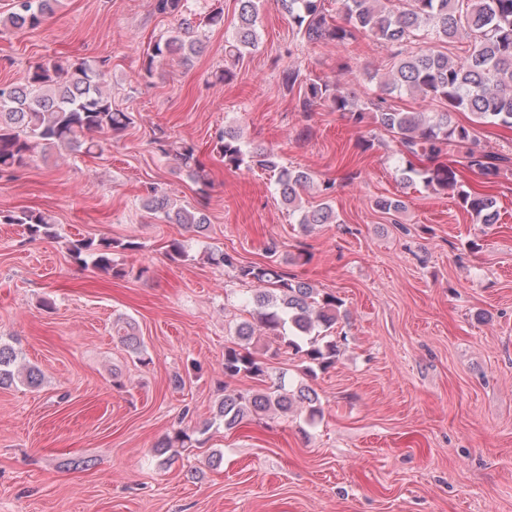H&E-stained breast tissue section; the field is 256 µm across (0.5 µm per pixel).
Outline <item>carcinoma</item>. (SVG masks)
<instances>
[{
    "instance_id": "carcinoma-1",
    "label": "carcinoma",
    "mask_w": 512,
    "mask_h": 512,
    "mask_svg": "<svg viewBox=\"0 0 512 512\" xmlns=\"http://www.w3.org/2000/svg\"><path fill=\"white\" fill-rule=\"evenodd\" d=\"M57 2L12 0L11 11L0 16V28L34 31L54 13ZM277 2L308 43H346L365 35L390 51L391 69L380 81L381 94L363 105L338 84L303 78L297 70L287 71L286 85L299 89L303 111L326 106L356 124L370 119L395 143L403 183L419 181L437 194L452 192L476 223H498L497 197L466 184L459 168L448 163L447 154L450 146L460 149L459 164L480 175L486 184L496 182L505 164L512 163V157L481 150L470 130L453 119L457 112H468L476 125L512 129V0H405L407 6L401 10L390 8V0H337L342 24L331 21L325 0ZM154 9L160 15L180 18V23L175 34L155 41L147 50L142 62L147 77L167 58L176 57L186 65L204 49L203 41L195 36V15L188 12V0H154ZM236 10L234 35L224 42V55L235 63L259 44L257 0H236ZM459 38L469 41L464 56L454 59L438 50ZM106 71L105 59L92 64L53 57L30 66L24 83L0 88V179L27 166L38 147L69 154H99L108 133L131 123L129 113L112 105V96L102 82ZM402 91L424 101H437L442 109L400 112L388 97ZM154 144L162 154L173 155L196 183L207 184L205 165L194 143L173 144L160 129ZM215 149L228 169L244 167L273 173L284 204L293 205L313 186L309 172L284 166L268 147L245 144L232 127L217 133ZM143 207L191 236H200L208 228L204 207L188 208L166 194L151 192ZM335 222L336 215L327 203L302 212L299 219L305 231L314 224ZM0 224L24 226L32 241L58 238L51 217L33 208L0 211ZM188 246L189 240L172 238L166 254L173 262L186 261ZM118 248L135 251L138 245L88 237L73 239L67 246L75 261L89 259L98 272L115 280L146 277L148 268L134 270L116 262L113 254ZM208 259L234 271L238 280L258 285L252 297L253 321L238 325L236 341L224 348V382L239 378L270 382L257 392L224 389L216 419L231 430L247 418L272 420L286 415L297 400L307 403L310 414H315L317 394L305 386L292 392L285 373L272 374L250 344L259 334L266 337L267 348L275 355L284 350L311 363L329 365L335 361L339 345L328 332L341 317L343 301L332 293H319L310 283L287 276L274 265L243 264L221 248L209 250ZM113 335L133 353L144 354V344L132 322H115ZM42 380L39 368L24 362L19 349L0 339V388L17 384L37 388ZM196 443L194 433L178 429L157 442L154 453L170 462Z\"/></svg>"
}]
</instances>
